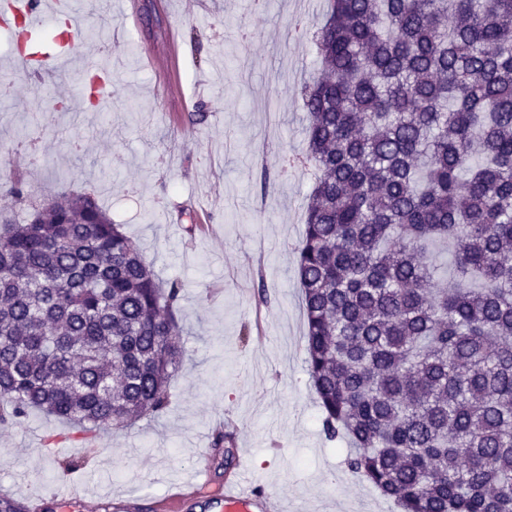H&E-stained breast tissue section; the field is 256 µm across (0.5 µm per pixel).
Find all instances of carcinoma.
<instances>
[{"mask_svg": "<svg viewBox=\"0 0 512 512\" xmlns=\"http://www.w3.org/2000/svg\"><path fill=\"white\" fill-rule=\"evenodd\" d=\"M314 43L295 269L322 432L402 512H512V0H328ZM181 291L91 194L5 221L0 422L159 416Z\"/></svg>", "mask_w": 512, "mask_h": 512, "instance_id": "carcinoma-1", "label": "carcinoma"}]
</instances>
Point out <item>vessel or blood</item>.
<instances>
[{"label":"vessel or blood","instance_id":"vessel-or-blood-1","mask_svg":"<svg viewBox=\"0 0 512 512\" xmlns=\"http://www.w3.org/2000/svg\"><path fill=\"white\" fill-rule=\"evenodd\" d=\"M59 0H0V28L20 31L28 47L18 50L15 61L33 77L42 79L52 71L60 54L41 44L40 36L60 13ZM208 495L213 512H288V502L260 493L244 477H236L221 487H213L208 461L196 468V478L188 486L169 491L159 502L161 512H180L184 504L199 495Z\"/></svg>","mask_w":512,"mask_h":512}]
</instances>
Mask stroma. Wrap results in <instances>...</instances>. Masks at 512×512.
<instances>
[{
    "instance_id": "35a3bbf8",
    "label": "stroma",
    "mask_w": 512,
    "mask_h": 512,
    "mask_svg": "<svg viewBox=\"0 0 512 512\" xmlns=\"http://www.w3.org/2000/svg\"><path fill=\"white\" fill-rule=\"evenodd\" d=\"M139 29L114 42L120 24L107 5L62 0L83 10L71 59L40 83L13 65L0 30V216L21 222L56 193L89 192L140 247L159 278L184 285L177 313L184 357L156 418L103 428L91 441L35 411L0 424V488L15 498L55 486L59 467L87 444L97 453L75 473L83 512L130 494L134 512L208 458L215 483L245 478L286 498L297 512H400L352 475L345 444L321 430L305 364L306 316L295 247L314 179L288 166L305 148L301 90L319 68L311 34L327 0H137ZM178 26L177 50L164 41ZM153 52L158 68L144 66ZM111 77V110L85 96L51 103L73 71ZM205 111L189 124L187 115ZM21 181L23 200L9 193ZM233 423L232 444L214 435Z\"/></svg>"
}]
</instances>
